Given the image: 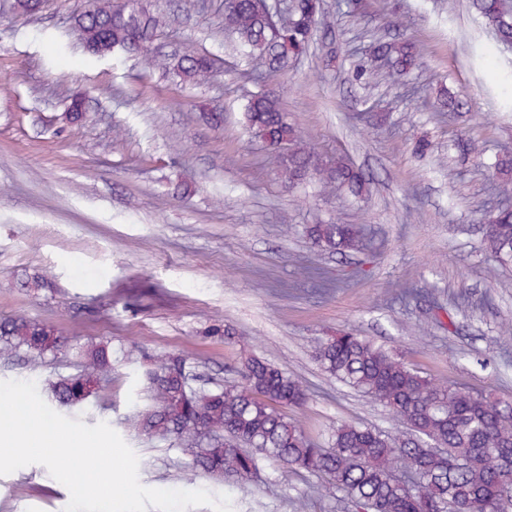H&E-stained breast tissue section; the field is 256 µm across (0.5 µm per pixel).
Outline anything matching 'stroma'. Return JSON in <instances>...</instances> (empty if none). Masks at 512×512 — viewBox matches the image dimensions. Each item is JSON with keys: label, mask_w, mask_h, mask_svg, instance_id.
I'll return each instance as SVG.
<instances>
[{"label": "stroma", "mask_w": 512, "mask_h": 512, "mask_svg": "<svg viewBox=\"0 0 512 512\" xmlns=\"http://www.w3.org/2000/svg\"><path fill=\"white\" fill-rule=\"evenodd\" d=\"M0 0V318L23 316L64 337L110 343L114 368L96 397L65 410L87 425L108 423L138 457L140 482L158 489L227 495L231 512H345L320 477L261 460L247 488L204 475L187 479L188 453L139 437L127 416L147 403L150 358L184 356L213 382L254 355L296 377L309 400L290 420L327 444L340 423L396 438L406 429L384 407L328 377L319 339L345 329L392 348L405 362L477 393L512 400V267L486 248L490 198L484 159L512 153V50L499 45L472 6L457 0H324L336 22L287 72L224 46V0H150L162 21L152 53L211 54L222 70L188 87L137 53L96 58L75 19L99 0H45L20 16ZM416 42L423 65L407 82L350 80L370 40ZM466 97L468 112H437L439 85ZM275 94L305 140L342 153L373 182L360 199L320 186L292 188L275 153L246 133V95ZM85 112L68 117L71 95ZM220 109L224 123L202 113ZM474 139L483 159L461 154ZM429 150L414 151L418 141ZM307 224H365L373 256L331 254L303 234ZM422 293L404 302L403 283ZM453 323L433 322L458 300ZM228 323L238 342L210 335ZM74 359L30 369L0 358V381L46 379ZM68 489L40 464L0 475V512H64Z\"/></svg>", "instance_id": "1"}]
</instances>
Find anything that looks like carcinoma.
<instances>
[{"instance_id":"cac0c4a2","label":"carcinoma","mask_w":512,"mask_h":512,"mask_svg":"<svg viewBox=\"0 0 512 512\" xmlns=\"http://www.w3.org/2000/svg\"><path fill=\"white\" fill-rule=\"evenodd\" d=\"M473 6L512 48V0H473ZM286 28H275L271 12L258 0H224V31L247 54L261 59L271 72L288 69L292 58L306 54L316 32L327 33L334 15L323 0L289 4ZM77 30L94 56L145 53L158 36L160 20L143 0L104 3L95 13L76 18ZM420 47L405 39H378L356 78L392 84L415 70ZM156 65L183 82L201 86L215 74L205 54L166 55ZM441 110L469 109L468 101L438 91ZM247 132L268 147L282 146L277 171L291 186L315 180L325 189L360 196L365 174L343 154L324 155L298 135L277 98L259 93L242 109ZM495 204L484 214L490 252L503 267L512 266V155L492 163ZM306 236L332 253H365L370 245L358 224H308ZM80 358L75 374L49 382L61 406L85 403L112 371V347L104 342L67 344L50 325L25 317L0 319V355H25L36 367L71 353ZM315 357L337 381L365 394L402 423L410 435L396 440L368 427L341 423L332 443L322 448L283 413L300 407L308 389L265 360L239 361L240 381L224 385L200 379L182 356L166 353L145 372L149 403L128 417L146 439H170L192 456L191 475L221 477L245 487L259 469L260 457L291 469L327 478L343 493L349 512H495L512 497V402L474 395L432 378L374 341L339 331L315 346Z\"/></svg>"}]
</instances>
